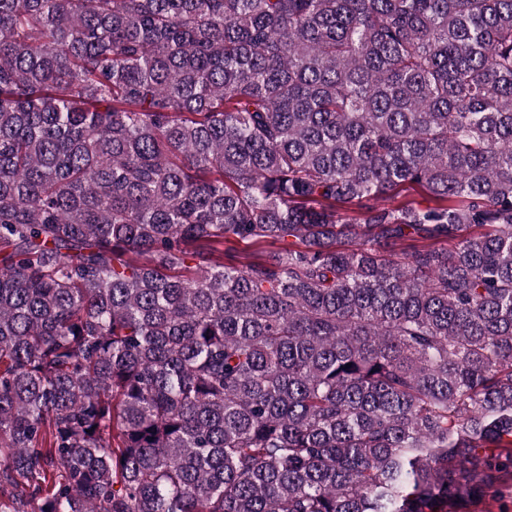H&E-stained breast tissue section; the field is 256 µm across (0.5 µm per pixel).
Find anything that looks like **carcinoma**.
I'll return each instance as SVG.
<instances>
[{
    "mask_svg": "<svg viewBox=\"0 0 512 512\" xmlns=\"http://www.w3.org/2000/svg\"><path fill=\"white\" fill-rule=\"evenodd\" d=\"M508 478L512 0H0V512ZM429 201V196L424 188L418 185H405L400 188L398 194L391 199H386L381 202L384 207H392L397 204L412 203L415 206H426ZM272 247L265 243H257L252 240L230 239L224 242V261L228 256L241 258L252 255H266Z\"/></svg>",
    "mask_w": 512,
    "mask_h": 512,
    "instance_id": "cac0c4a2",
    "label": "carcinoma"
}]
</instances>
